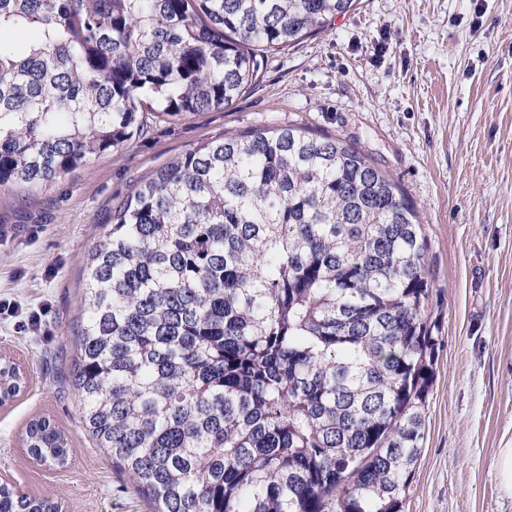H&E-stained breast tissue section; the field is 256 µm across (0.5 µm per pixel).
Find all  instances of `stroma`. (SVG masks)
Wrapping results in <instances>:
<instances>
[{"label": "stroma", "instance_id": "obj_1", "mask_svg": "<svg viewBox=\"0 0 512 512\" xmlns=\"http://www.w3.org/2000/svg\"><path fill=\"white\" fill-rule=\"evenodd\" d=\"M123 149L37 193L0 189V346L26 382L0 406V477L63 512H152L113 468L61 382L76 348L84 260L112 209L200 143L251 129L340 136L375 159L429 241L439 339L426 434L404 512H512L497 457L512 446V0H358L322 32L269 52L229 108L151 110ZM49 418L69 461L28 454Z\"/></svg>", "mask_w": 512, "mask_h": 512}]
</instances>
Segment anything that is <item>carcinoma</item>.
Segmentation results:
<instances>
[{"mask_svg":"<svg viewBox=\"0 0 512 512\" xmlns=\"http://www.w3.org/2000/svg\"><path fill=\"white\" fill-rule=\"evenodd\" d=\"M357 0H0V189L123 148L144 104L231 105ZM428 241L355 144L207 141L143 181L84 264L70 381L153 512H404L437 360ZM23 382L0 366V395ZM64 433L24 443L64 468ZM0 512H62L0 485Z\"/></svg>","mask_w":512,"mask_h":512,"instance_id":"carcinoma-1","label":"carcinoma"}]
</instances>
